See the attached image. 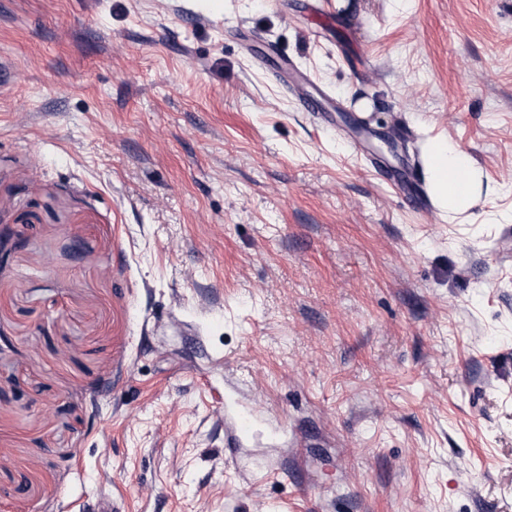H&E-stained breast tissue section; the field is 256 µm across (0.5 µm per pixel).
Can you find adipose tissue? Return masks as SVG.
<instances>
[{
	"label": "adipose tissue",
	"mask_w": 512,
	"mask_h": 512,
	"mask_svg": "<svg viewBox=\"0 0 512 512\" xmlns=\"http://www.w3.org/2000/svg\"><path fill=\"white\" fill-rule=\"evenodd\" d=\"M424 162L434 203L449 217H456L473 208L483 192L482 175L472 159L452 143L433 139L424 150ZM455 171L465 174L463 183L450 187L448 176Z\"/></svg>",
	"instance_id": "adipose-tissue-1"
}]
</instances>
